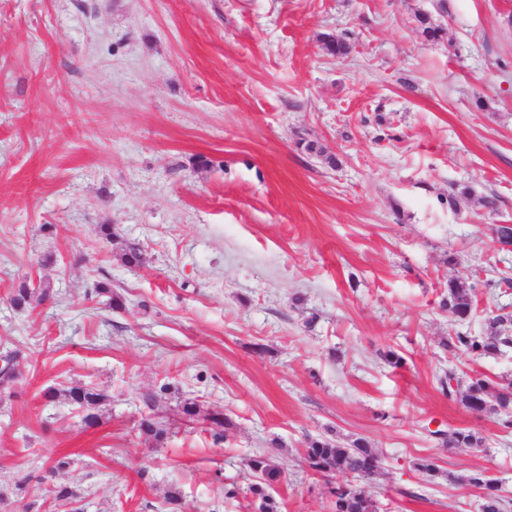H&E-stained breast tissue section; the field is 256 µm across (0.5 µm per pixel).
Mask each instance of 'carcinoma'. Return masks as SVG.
<instances>
[{
	"label": "carcinoma",
	"mask_w": 512,
	"mask_h": 512,
	"mask_svg": "<svg viewBox=\"0 0 512 512\" xmlns=\"http://www.w3.org/2000/svg\"><path fill=\"white\" fill-rule=\"evenodd\" d=\"M423 36L436 41L441 38L443 28L435 24L432 19L422 14L418 17ZM323 50L331 56H345L350 52V44L342 38L327 36L323 40ZM122 264L129 269H136L143 262L141 246L134 240H122L117 243ZM95 293L108 297L107 305L112 310H120L124 303L122 297L112 291V285L100 283ZM474 284L471 278L456 277L448 281V295L441 300V307L458 320L467 319L474 306ZM52 298L48 287H35L24 280L17 288L12 290L11 305L19 310L26 311L33 304H42ZM512 328V313L493 314L487 319V331L482 336H470L456 333L448 337L446 346L451 350H463L477 358L494 356L504 348L512 346V334H507V328ZM454 380V373L448 372L440 378L443 393L450 399L458 398L461 403L474 413H492L497 411L509 412L512 408V385L506 387L496 383L482 374L468 377L464 390L455 389L450 381ZM64 397L68 403L84 413L83 421L93 426L98 420V410L109 399V395L102 389L77 384L65 390L50 387L43 392V397L54 401ZM182 414L189 422H208L219 428L224 426L222 418L215 413H200L199 405L189 399L184 400ZM140 430L160 443L167 435L163 421L156 415L145 417L140 423ZM442 445L449 448H472L483 443L471 430L450 429L442 432L440 438ZM305 459L308 467L317 474L340 475L352 477H368L380 468V456L363 439H356L351 445L343 447L328 437L311 439L305 448ZM247 468L252 472L256 481L251 484L250 491L256 500L257 512H279L278 502L268 493L267 488L281 481L283 472L271 457L254 455L246 462ZM480 472L474 471L465 476L470 485L485 490L483 512H501V498L488 486L479 480ZM334 498V512H377L375 501L364 491L348 483H338L331 488ZM76 496V491L65 484H52L44 488L43 500L54 505H66Z\"/></svg>",
	"instance_id": "obj_1"
}]
</instances>
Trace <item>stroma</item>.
Returning a JSON list of instances; mask_svg holds the SVG:
<instances>
[{
  "mask_svg": "<svg viewBox=\"0 0 512 512\" xmlns=\"http://www.w3.org/2000/svg\"><path fill=\"white\" fill-rule=\"evenodd\" d=\"M511 15L512 0H0V353H22L0 398V512L41 500L61 456L55 480L86 512H168L173 486L181 512H254L257 452L285 472L280 512H332L303 458L320 436L375 448L359 484L378 512H481L474 470L512 512V426L439 384L512 382V349L442 346L512 310L494 234L512 224ZM328 34L350 54L326 55ZM102 224L141 242L139 269ZM463 274L460 323L440 301ZM24 280L52 300L15 312ZM101 282L122 309L92 299ZM75 384L109 395L94 426L42 396ZM156 393L160 444L139 429ZM187 399L230 426L182 427ZM451 427L482 445L443 447Z\"/></svg>",
  "mask_w": 512,
  "mask_h": 512,
  "instance_id": "1",
  "label": "stroma"
}]
</instances>
